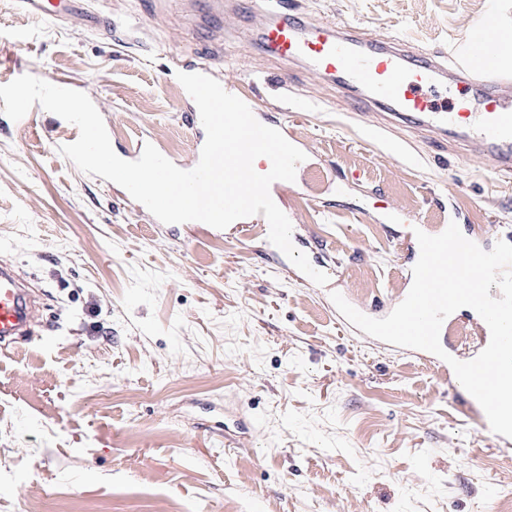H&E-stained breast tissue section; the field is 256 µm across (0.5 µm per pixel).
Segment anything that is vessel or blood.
<instances>
[{"label":"vessel or blood","mask_w":512,"mask_h":512,"mask_svg":"<svg viewBox=\"0 0 512 512\" xmlns=\"http://www.w3.org/2000/svg\"><path fill=\"white\" fill-rule=\"evenodd\" d=\"M90 0H14L17 8L52 25L66 16H83L100 25ZM270 21L259 40L270 55L300 62L337 87L377 107L384 121H400L423 134L432 147L447 150L461 141L494 157L500 173L512 176V55L505 53L497 31L512 28V10L501 12L490 0L486 13L468 33L439 51H421L398 38H375L360 28L333 20L299 16L296 0H261ZM261 75L229 86L253 114H260L254 90ZM456 87L452 106L438 105L428 92ZM32 304L14 270L0 267V343L27 336Z\"/></svg>","instance_id":"b4317fda"}]
</instances>
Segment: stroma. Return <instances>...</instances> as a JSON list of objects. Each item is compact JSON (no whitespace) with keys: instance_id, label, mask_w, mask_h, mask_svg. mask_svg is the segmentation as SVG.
I'll return each mask as SVG.
<instances>
[{"instance_id":"obj_1","label":"stroma","mask_w":512,"mask_h":512,"mask_svg":"<svg viewBox=\"0 0 512 512\" xmlns=\"http://www.w3.org/2000/svg\"><path fill=\"white\" fill-rule=\"evenodd\" d=\"M313 20L435 50L485 0H300ZM111 32L49 25L0 0V85L69 82L101 114L117 155L137 142L195 157L169 57H216L222 83L263 72L267 103L288 80L289 134L307 156L279 204L327 285L270 271L260 242L206 224H156L101 177L55 154L74 135L34 108L19 126L0 100V261L38 295L32 337L0 350V512H494L512 485L497 447L448 376L419 354L356 334L330 298L386 309L409 287L416 230L512 243V178L457 148L430 151L395 127L401 159L366 137L375 108L321 72L257 43L248 0L219 18L200 0H94ZM257 421L225 444L222 423Z\"/></svg>"}]
</instances>
